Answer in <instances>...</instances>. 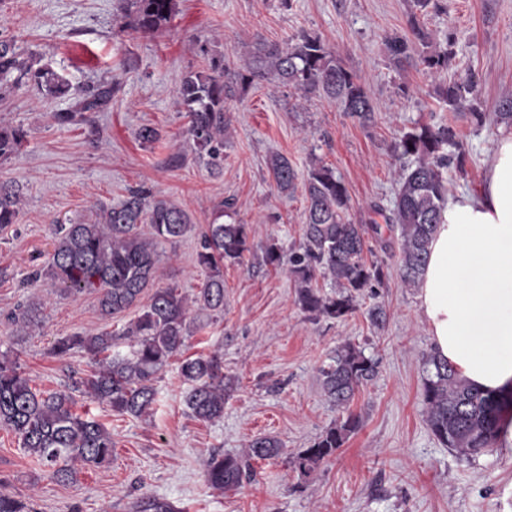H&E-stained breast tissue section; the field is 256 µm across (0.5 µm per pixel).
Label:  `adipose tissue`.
I'll return each mask as SVG.
<instances>
[{
  "mask_svg": "<svg viewBox=\"0 0 512 512\" xmlns=\"http://www.w3.org/2000/svg\"><path fill=\"white\" fill-rule=\"evenodd\" d=\"M434 352L489 391L512 390V134L485 178L449 197L420 282Z\"/></svg>",
  "mask_w": 512,
  "mask_h": 512,
  "instance_id": "1",
  "label": "adipose tissue"
}]
</instances>
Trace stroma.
I'll return each mask as SVG.
<instances>
[{
	"mask_svg": "<svg viewBox=\"0 0 512 512\" xmlns=\"http://www.w3.org/2000/svg\"><path fill=\"white\" fill-rule=\"evenodd\" d=\"M423 23L434 42L450 44L447 75L474 73L483 111L512 92V0H439ZM120 0H0V36L71 83L70 96L48 99L29 87L0 90V121L20 125L27 144L0 162V179L24 192L18 224L0 231V354L18 358L40 392L64 390L96 368L77 350L57 358L54 341L74 332L120 331L159 288L191 296L207 272L197 263L200 234L220 202H231L233 222L247 225L251 252L224 266V311L206 319L160 373L149 416L112 412L76 395V412H88L111 433L114 460L107 469H79L60 484L28 456L14 434L0 429V483L27 512H141L146 501L170 503L176 512H512V449L496 443L473 457L441 444L424 418L423 357L432 349L418 291L396 276L398 235L372 243L386 279L375 294L360 297L342 320H316L295 298L287 268L262 261L270 240L294 247L303 240V193L277 192L269 175L272 155L288 157L299 175L311 164L333 168L349 195L354 222L369 223L374 207L391 208L399 161L391 146L413 123L455 121L468 154L466 176H452L449 192L476 188L504 126L475 129L455 119L435 94L436 81L418 65L395 69L382 42L408 33L411 0H178L170 22L143 37L119 31ZM319 36L343 66L368 85L377 112L360 127L341 106L301 95L274 82L252 85L228 100L231 126L224 136V172L213 176L194 162L176 102L182 76L224 55L243 66L249 46L282 42L300 33ZM117 82L108 107L90 122L59 125L56 113L92 85ZM160 132L158 141L137 138L140 127ZM144 187L186 209L194 227L159 242L155 279L138 302L102 317L96 294L62 292L60 284L32 280L53 249L54 224L92 222L94 203L113 205ZM42 305L27 334L9 319L18 305ZM382 305L384 327L367 311ZM379 359L376 378L361 386L348 406L361 426L329 462L301 474L292 458L339 415L325 397L320 369L345 342ZM218 356L234 381L224 416L202 421L184 404L186 358ZM277 437L283 454L257 461L255 477L235 490L204 481L209 457L234 453L257 435Z\"/></svg>",
	"mask_w": 512,
	"mask_h": 512,
	"instance_id": "obj_1",
	"label": "stroma"
}]
</instances>
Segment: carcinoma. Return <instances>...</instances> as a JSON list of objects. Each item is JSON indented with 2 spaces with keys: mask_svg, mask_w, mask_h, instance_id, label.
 Listing matches in <instances>:
<instances>
[{
  "mask_svg": "<svg viewBox=\"0 0 512 512\" xmlns=\"http://www.w3.org/2000/svg\"><path fill=\"white\" fill-rule=\"evenodd\" d=\"M128 16L137 34L150 35L167 24L176 12L177 0H126ZM409 16L412 38L388 37L386 54L397 69L413 63L438 75L448 69L451 52L430 41L421 22L438 0H412ZM422 51L413 55L414 45ZM272 79L303 95L318 94L339 103L343 112L362 127L375 120L376 104L361 77L348 71L320 37L306 33L285 42H258L248 52V63L237 72L224 64V56H213L203 71H190L180 80L178 97L188 114L185 130L193 159L211 173L224 169V133L230 125L225 103L252 84ZM13 87L29 86L47 98L67 95L69 83L52 69L39 64L33 55L18 52L15 42L0 36V81ZM116 86L102 83L89 87L66 112L55 113L61 125L89 121V114L103 110L112 101ZM436 93L448 111L481 128L491 121L512 128V93L499 98L495 112L480 110L479 83L472 74L442 83ZM26 141V131L0 125V161L17 153ZM400 161L398 190L389 211L375 208L386 226L399 231L400 258L396 269L400 282L416 288L424 274L430 244L448 198V173L464 175L468 152L453 124H419L400 132L393 144ZM275 188L291 195L297 188L298 172L282 154L269 161ZM308 206L305 211L303 241L288 253L275 240L263 250L265 264L288 265L296 283L300 307L316 317L341 320L357 309V299L365 291L384 283L382 264L367 262L364 253L369 240H380L377 221L357 224L349 216L347 189L332 168L314 164L303 180ZM22 189L0 181V230L17 223ZM219 204L215 221L202 233L197 263L207 270L204 288L193 303L202 314L224 311V263L240 262L250 251L245 224H224V208ZM149 226L148 233L141 225ZM189 212L148 190L136 189L117 205L95 206L92 224H60L54 232L49 262L33 273L47 277L71 293L98 294L101 314L110 317L133 306L155 275L159 261L156 246L161 241L180 238L190 231ZM331 281L336 291L325 294L315 285L317 277ZM41 304L31 303L13 318L24 331L37 323ZM188 298L176 288H159L134 320L116 334L75 332L56 340L51 353L63 358L83 349L98 358L100 369L72 383L73 391H85L108 405L112 411L141 417L151 412L156 400L154 381L160 370L192 334ZM134 342L131 356L112 352L116 336ZM427 377L422 402L426 423L446 447L462 456H472L493 447L512 408V394L483 391L461 378L448 361L431 352L425 357ZM379 360L351 341L339 346L320 370L325 396L341 410L355 391L378 374ZM190 384L184 402L190 414L204 421L224 414L223 362L216 356L188 359L181 366ZM73 396L66 392L41 393L30 385L16 361L0 354V428L13 433L21 448L51 470L58 483L76 479L74 463L106 469L112 465V435L97 421L72 410ZM360 427L357 416L336 419L307 448L300 451L295 467L308 473L336 455ZM282 444L274 436L252 439L239 453H214L206 463V482L224 490L237 489L253 475L252 461L279 457Z\"/></svg>",
  "mask_w": 512,
  "mask_h": 512,
  "instance_id": "cac0c4a2",
  "label": "carcinoma"
}]
</instances>
